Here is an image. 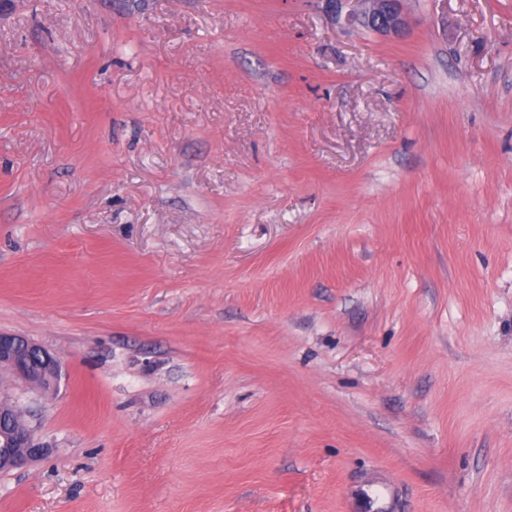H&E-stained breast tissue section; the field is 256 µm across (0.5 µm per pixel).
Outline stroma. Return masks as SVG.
<instances>
[{
    "instance_id": "obj_1",
    "label": "stroma",
    "mask_w": 512,
    "mask_h": 512,
    "mask_svg": "<svg viewBox=\"0 0 512 512\" xmlns=\"http://www.w3.org/2000/svg\"><path fill=\"white\" fill-rule=\"evenodd\" d=\"M0 0V512H512V0ZM334 23L388 35L399 34L407 24L401 0H323ZM2 371L38 392L55 390L61 378L59 362L52 354L27 338L6 332H0ZM20 406L12 396L0 393V472H7L21 468L27 463L44 455L42 448L36 440V418L32 411H28L27 419L22 426L13 428L12 420L8 416H17ZM24 413V414H25Z\"/></svg>"
}]
</instances>
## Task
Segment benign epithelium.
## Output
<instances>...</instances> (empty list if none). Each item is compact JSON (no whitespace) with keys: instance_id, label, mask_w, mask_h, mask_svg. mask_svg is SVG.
<instances>
[{"instance_id":"7a95c632","label":"benign epithelium","mask_w":512,"mask_h":512,"mask_svg":"<svg viewBox=\"0 0 512 512\" xmlns=\"http://www.w3.org/2000/svg\"><path fill=\"white\" fill-rule=\"evenodd\" d=\"M332 21L388 35L405 29L402 0H323ZM8 371L27 388L48 392L61 378L58 360L38 344L11 333L0 332V372ZM20 406L12 396L0 393V472L20 468L44 455L36 440V418L27 412L22 426L13 427L11 417Z\"/></svg>"}]
</instances>
